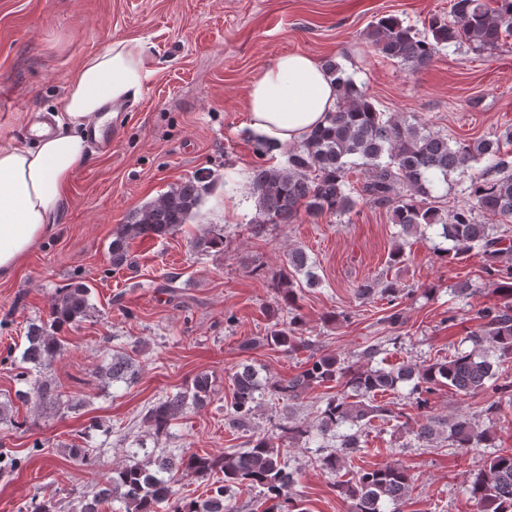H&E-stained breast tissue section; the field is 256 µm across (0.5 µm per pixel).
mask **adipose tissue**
Returning a JSON list of instances; mask_svg holds the SVG:
<instances>
[{
	"label": "adipose tissue",
	"instance_id": "ef3b65f1",
	"mask_svg": "<svg viewBox=\"0 0 512 512\" xmlns=\"http://www.w3.org/2000/svg\"><path fill=\"white\" fill-rule=\"evenodd\" d=\"M148 76L142 42L121 40L87 57L56 101L59 129L30 147L0 148V273L11 272L44 235L61 189L86 150L84 131L107 105L137 98ZM336 104V86L315 57L280 55L247 93L252 128L274 147L301 141Z\"/></svg>",
	"mask_w": 512,
	"mask_h": 512
}]
</instances>
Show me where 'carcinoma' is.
<instances>
[{
	"mask_svg": "<svg viewBox=\"0 0 512 512\" xmlns=\"http://www.w3.org/2000/svg\"><path fill=\"white\" fill-rule=\"evenodd\" d=\"M495 2L492 8L486 0H454L455 20L450 23L434 15L424 33L395 16H382L370 25L366 39L383 57L410 72L428 67L440 50L452 46L467 43L477 52L496 50L512 36V0ZM326 70L336 83V105L326 113L325 124L290 150L284 162L261 160L252 169V232L257 235L270 224H288L302 211L318 218L327 213L344 215L360 203L386 207L406 235L438 227L441 237L452 243L441 251L443 257L461 262L473 251L486 257L484 273L496 285L499 302L474 311L475 328L464 338L466 346L443 362L370 366L385 346L396 344L397 337L392 335L367 345L358 354L361 365L356 367L337 355L317 353L314 341L303 336L296 289L315 288L320 280L306 253L295 249L288 254L287 267L273 277V287L288 307V323L270 330L265 342L287 353L308 350L312 355L300 373L288 379L269 376L263 382L250 363H241L231 376L233 392L225 424L234 430L248 429L264 400L271 404L297 401L332 382L342 390L326 396L314 423L305 426L290 417L281 418L272 423L271 432L252 438L242 450L222 455L185 450L146 454L141 461L116 467L93 487L92 498L73 505V512H99L100 505L112 500L120 503V512H234L224 505V499L236 485L260 489L265 512H305L292 494L296 472L285 460L284 443L314 429L336 439L334 450L319 459L322 469L336 475L345 457L364 447L363 434L372 419L389 422L398 418L390 403L377 396L403 382L412 383L411 392L420 405L443 387L462 396L488 390L512 394V381H500L499 373L501 364L512 357V242L505 232L476 219L479 213L512 216V151L500 147L502 140L512 142V130L495 141H452L417 116L399 118L380 111L339 62L328 61ZM356 167L362 168L364 180L354 187L346 175ZM450 171L468 174L469 184L464 204L444 214L436 199ZM210 183L209 173L188 178L130 215L110 243L112 269L130 263V242L163 237L187 223ZM223 246L224 236L209 232L193 243L201 252ZM396 293L397 285L388 279L358 285L360 296L378 295L390 303ZM91 296L92 286L82 281L58 290L49 319L29 325L20 358H10L17 379H27L32 371L49 366L64 353L65 345L56 333L89 316ZM100 377L112 384L130 383L138 371L127 353L114 349ZM211 393L209 376L199 374L191 386L160 398L148 409L145 420L155 433L163 434L185 409L207 405ZM16 396L25 402L35 399L44 411L68 410L77 404L76 398L47 379L36 381L31 392L17 391ZM413 435L424 448L434 447L440 438L461 449L478 448L490 440L487 430L478 429L464 416L449 421L429 416L416 425ZM180 471L215 476L208 496L200 501L178 496L172 480ZM411 486V474L400 464L361 469L348 480L336 481L347 512H386V506L401 502ZM468 490L476 512H512V451H498L471 472Z\"/></svg>",
	"mask_w": 512,
	"mask_h": 512,
	"instance_id": "carcinoma-1",
	"label": "carcinoma"
}]
</instances>
